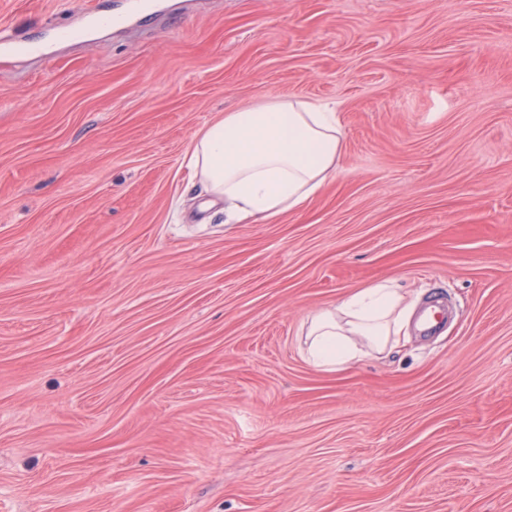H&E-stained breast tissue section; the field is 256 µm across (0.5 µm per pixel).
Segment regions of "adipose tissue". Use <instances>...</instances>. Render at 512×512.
I'll return each mask as SVG.
<instances>
[{"label": "adipose tissue", "mask_w": 512, "mask_h": 512, "mask_svg": "<svg viewBox=\"0 0 512 512\" xmlns=\"http://www.w3.org/2000/svg\"><path fill=\"white\" fill-rule=\"evenodd\" d=\"M343 128L335 105L268 98L225 113L190 144L203 189L222 197L231 224L301 210L335 176ZM414 304L385 280L343 296L302 327L304 355L336 370L390 353L407 334Z\"/></svg>", "instance_id": "1"}]
</instances>
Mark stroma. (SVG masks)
<instances>
[{"label": "stroma", "mask_w": 512, "mask_h": 512, "mask_svg": "<svg viewBox=\"0 0 512 512\" xmlns=\"http://www.w3.org/2000/svg\"><path fill=\"white\" fill-rule=\"evenodd\" d=\"M74 2L0 0V512H512V0ZM266 98L338 171L228 224L187 149ZM380 280L443 325L308 364Z\"/></svg>", "instance_id": "35a3bbf8"}]
</instances>
